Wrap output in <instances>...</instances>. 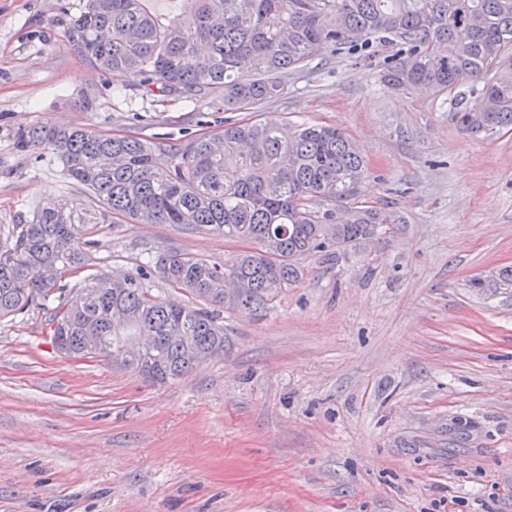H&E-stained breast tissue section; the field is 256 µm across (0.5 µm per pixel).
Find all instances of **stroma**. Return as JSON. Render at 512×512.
I'll use <instances>...</instances> for the list:
<instances>
[{
    "mask_svg": "<svg viewBox=\"0 0 512 512\" xmlns=\"http://www.w3.org/2000/svg\"><path fill=\"white\" fill-rule=\"evenodd\" d=\"M86 0H0V247L81 189L19 128L179 145L222 128L209 99L148 92L72 45ZM263 120L335 124L368 172L353 198L403 216L253 313L220 309L222 355L154 385L56 351L38 306L0 319V512H512V131L473 138L443 105L321 55ZM91 270L241 245L181 224H82Z\"/></svg>",
    "mask_w": 512,
    "mask_h": 512,
    "instance_id": "obj_1",
    "label": "stroma"
}]
</instances>
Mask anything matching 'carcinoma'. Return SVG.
<instances>
[{
  "instance_id": "obj_1",
  "label": "carcinoma",
  "mask_w": 512,
  "mask_h": 512,
  "mask_svg": "<svg viewBox=\"0 0 512 512\" xmlns=\"http://www.w3.org/2000/svg\"><path fill=\"white\" fill-rule=\"evenodd\" d=\"M159 21L150 0H87L69 38L96 70H124L163 96L208 98L224 111H254L282 95L284 79L321 53L362 61L387 54L373 76L387 92L449 105L462 133L512 130V0H190ZM22 148L51 150L83 198L66 199L19 225L0 248V319L63 294L88 266L76 224H183L244 248L212 264L164 252L154 272L214 306L253 312L305 275L302 260L334 245L357 248L404 223L392 206L349 203L366 165L343 129L302 124L284 133L256 118L172 149L52 124L18 130ZM151 273L89 275L51 309L53 341L71 357L103 355L152 383L192 372L224 352L211 311L151 293ZM120 315L154 337L146 357L120 352ZM99 336L84 345L87 329Z\"/></svg>"
}]
</instances>
